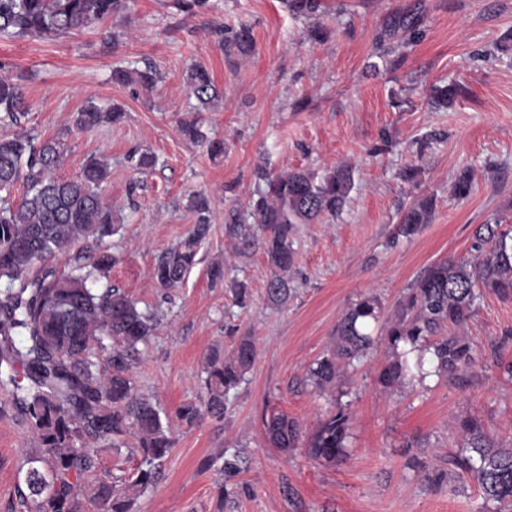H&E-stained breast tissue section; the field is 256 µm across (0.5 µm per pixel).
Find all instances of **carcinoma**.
<instances>
[{
	"instance_id": "carcinoma-1",
	"label": "carcinoma",
	"mask_w": 512,
	"mask_h": 512,
	"mask_svg": "<svg viewBox=\"0 0 512 512\" xmlns=\"http://www.w3.org/2000/svg\"><path fill=\"white\" fill-rule=\"evenodd\" d=\"M127 0H0V36L46 38L68 36L92 28L125 9ZM295 17L310 18L324 9L322 0H284ZM224 53L247 55L252 51L250 28L219 30ZM116 82H137L153 87L157 70L113 71ZM190 94L199 108L210 109L220 95L209 71L196 66L187 78ZM462 93L456 84L431 89L430 100L446 106ZM25 113L20 84L0 77V123L16 124ZM120 112L88 102L73 117V125L90 130L116 121ZM194 142L207 143L214 156L224 153V142L209 140L198 122L181 126ZM67 145L62 138L35 144L28 132L0 135V388L11 387L0 402V414L9 405L21 417L35 441L25 457L24 490L20 497L32 512H131L133 494L151 485L161 461L173 447V439L155 405L135 391L131 357L154 330V318L142 311L125 292L107 286L115 258L107 240L118 231L112 205L103 197L109 177L108 163L89 159L80 175L64 180L56 175ZM132 167L145 173L155 164L149 152L130 156ZM265 190L252 200L244 215L232 213L225 223L230 238H244L247 219L264 234L265 253L274 269L266 286L267 303L281 307L288 302V272L294 265L290 238L296 224H311L319 217L332 218L344 210L353 188V172L337 167L323 175L309 170H289L276 175L259 173ZM24 188L20 199H11L17 183ZM468 170L455 179L453 196L471 192ZM198 214L192 235L161 254L153 275L163 288H176L196 264L198 246L208 232V203L193 199ZM434 207L426 196L402 215L399 235L409 239L429 223ZM93 239L101 245L91 265L72 254L77 244ZM486 242L475 246L470 258L448 259L430 266L398 303L393 317L380 321L381 302L364 296L353 303L336 325L334 350L309 366L311 384L319 391L340 381L346 367L366 355L375 337L384 336L396 350L395 359L380 372L382 384L422 381L424 353H431L434 373L464 381L476 364L473 343L461 334L476 313V301L485 291L512 298V226L488 228ZM71 256L63 271L36 270L52 258ZM71 308L75 319L64 310ZM256 359V343L242 336L230 354L215 348L206 357L207 396L204 406L186 403L176 416L196 422L207 411L224 414V397L237 388ZM460 449L448 456L451 474L474 480L487 500L512 506V447L500 444L473 418L457 422ZM273 444L288 452L307 449L317 460L336 463L345 459L350 430L349 413L342 407L330 412L309 435L283 413L265 418ZM132 434L141 456L136 470L117 484L100 479L85 483L97 468L99 447L115 445Z\"/></svg>"
}]
</instances>
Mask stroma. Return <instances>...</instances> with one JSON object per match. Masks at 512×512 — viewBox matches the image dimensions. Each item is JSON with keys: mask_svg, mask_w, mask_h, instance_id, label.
<instances>
[{"mask_svg": "<svg viewBox=\"0 0 512 512\" xmlns=\"http://www.w3.org/2000/svg\"><path fill=\"white\" fill-rule=\"evenodd\" d=\"M183 2L128 0L102 24L55 40L0 36V73L19 78L28 105L21 130L67 144L60 176L75 177L92 157L109 161L104 195L120 230L108 283L157 317L133 381L167 415L174 446L132 512H504L472 480L436 485L430 477L447 470L461 443L458 419L477 418L512 445V379L501 371L512 362V300L488 292L478 300L465 330L476 348L466 386L434 375L384 387L379 372L392 351L381 337L332 389L315 390L306 370L332 347L353 302L379 296L392 316L428 267L468 255L481 225L512 224V57L487 54L512 32V0H325L319 42L306 37L311 22L282 0H207L192 10ZM407 13L419 22L418 38L396 25ZM241 22L254 50L225 56L217 30ZM379 57L384 64L372 71ZM148 64L161 76L154 88L112 80L113 69ZM194 65L223 92L212 110L195 109L186 85ZM451 83L462 95L432 107L431 88ZM91 98L121 106L123 118L76 129L72 116ZM194 119L223 139L222 156L181 135L180 123ZM426 134L434 141L418 151L415 140ZM137 149L158 159L149 175L126 161ZM342 164L355 168L351 200L337 219L295 225L292 291L272 308L262 246L230 243L224 215L251 199L258 168L321 173ZM408 167L419 169L417 182L403 180ZM466 168L472 190L454 198ZM196 193L209 201L210 232L198 264L167 290L153 266L192 231ZM425 196L435 199L431 222L399 236L403 211ZM214 262L224 266L218 284L208 277ZM237 281L250 291L242 308L232 299ZM245 334L256 342V361L223 415L191 425L178 419L182 404L205 398L209 350H231ZM337 404L352 417L342 462L282 451L266 434L270 412L309 433ZM33 446L16 412L0 415V512H28L18 470Z\"/></svg>", "mask_w": 512, "mask_h": 512, "instance_id": "obj_1", "label": "stroma"}]
</instances>
